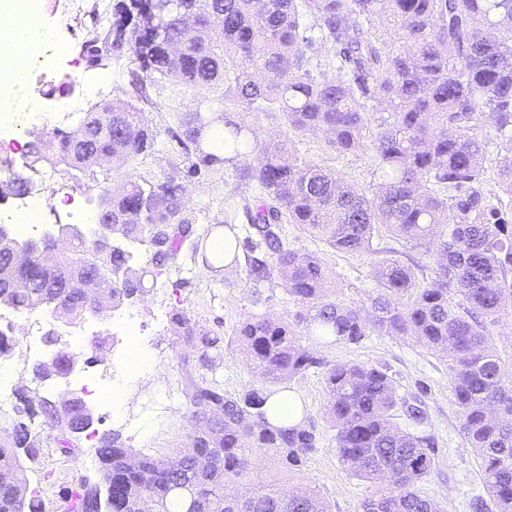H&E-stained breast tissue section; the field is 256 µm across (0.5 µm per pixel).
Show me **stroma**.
<instances>
[{"mask_svg":"<svg viewBox=\"0 0 512 512\" xmlns=\"http://www.w3.org/2000/svg\"><path fill=\"white\" fill-rule=\"evenodd\" d=\"M42 24L54 33L57 41L66 44L67 54L60 61L40 54L34 56L33 72L41 77V91L35 94L24 88L18 92L10 114L18 140L12 145H1L0 156L12 161L14 172L26 177L31 189L50 199L56 187L41 182L42 166L32 162L27 153L30 115L44 100L56 101L69 96L71 87L78 85L80 78L96 76L99 70L88 66L83 55V44L94 29L90 13L75 16L51 8L45 13ZM149 95V100L140 102L139 107L156 132L157 142L152 150L138 155L127 171L115 172L104 166L98 168L95 175L78 179L61 174V182L72 188L81 203L92 207L103 190L121 184L126 175H133L140 181L169 177L187 186L185 215L197 232H223L225 199H234L241 206H252L260 195L258 188L242 177L241 164L237 161L203 169L196 175L190 173L191 161L182 142L181 120L194 107L198 97L196 89L159 80L150 86ZM254 128L265 140L288 133L300 157L335 171L360 193L371 194L377 184L372 151L343 154L329 144L325 134L286 132L280 115L275 112L259 113ZM288 245L319 257L331 274L336 299L365 313L369 312L370 299L376 291L373 270L387 257L389 250H397L399 260L418 262L424 276L433 274L431 256L423 249L399 244L385 232L374 237L370 250L346 254L332 250L324 241L292 226L288 229ZM178 264V269L162 275L160 284L148 286L146 294L126 300L123 309L114 310L112 316L86 315L82 326L89 336L102 338L105 343L102 359H95L91 350H83L76 357L78 367L67 383L45 380V395L57 400L76 390L79 380L97 376L115 363L125 338L116 332L112 320L121 317L123 310L134 311L136 324L143 330L140 340L149 353L151 367L132 381V394L121 408L120 418L111 417L105 403L91 402L96 435L81 437L74 456H61L55 453L53 445L45 446L40 463L29 471L28 479L31 485L43 487L46 512H58L69 496L85 463L94 457L98 435L118 431L128 447L149 453H164L188 443L195 423L185 408L181 365L168 311L184 309L200 329L229 340L236 328L251 316L268 314L292 323L301 310L300 305L289 298L278 277L254 281L245 262L204 275L200 272L201 260L195 259L186 247L180 253ZM73 330V325L59 321L44 326L38 338L41 354L15 360L7 394H14L17 386L36 382L35 366L56 351V346L47 341L48 334L59 336L61 344L67 346L74 340ZM314 351L330 365L386 366L400 395L409 398L423 394L425 426L438 439V455L437 467L431 477L422 482L421 489L440 501L445 512H468L469 498L481 492L482 486L476 454L460 431L456 409L450 400L446 365L411 340L376 332L358 345H318ZM291 386L318 440L316 452L308 457L303 467V483L328 499L332 512H361L360 505L370 494L371 486L347 472L336 454L335 432L325 414L327 395L323 369L310 370L293 380ZM147 421L153 422L154 430L144 438L139 431Z\"/></svg>","mask_w":512,"mask_h":512,"instance_id":"35a3bbf8","label":"stroma"}]
</instances>
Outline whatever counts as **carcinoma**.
<instances>
[{
  "label": "carcinoma",
  "instance_id": "1",
  "mask_svg": "<svg viewBox=\"0 0 512 512\" xmlns=\"http://www.w3.org/2000/svg\"><path fill=\"white\" fill-rule=\"evenodd\" d=\"M148 0H116L109 30L84 52L110 66L130 52L138 70L130 86L148 99L147 80L163 77L209 90L224 86V110L201 100L184 115V136L198 152L191 168L225 163L206 150V130L224 121L233 160L266 198L246 213L240 237L238 208L224 206V228L247 251L249 274H277L299 321L319 343L360 344L369 331L414 341L446 361L452 404L461 431L481 461L488 498L473 497V512H512V372L492 342L490 327L512 304V221L502 199L482 189L486 142L474 130L490 122L505 151L503 193L512 199V0H181L160 34L147 37L136 18ZM400 33L392 47L375 23ZM334 51L328 73L316 46ZM387 116L374 119L370 104ZM278 112L297 132H323L337 151L370 148L377 187L359 193L339 174L299 157L286 134L269 138L257 155L239 151L255 130L251 117ZM233 118H227V115ZM82 138L68 135L29 142L36 159L54 160L86 175L111 160L122 171L151 149L156 133L135 104L114 99L81 118ZM187 188L173 179L128 177L112 194L116 233L146 245L153 271L171 268L186 242L198 248L184 217ZM296 224L340 253L368 249L378 229L425 247L434 276L419 278V264L393 256L375 267L372 318L333 299L321 260L289 248L283 223ZM63 263L55 270L14 269L0 247V305L47 310L73 321L109 297L116 308L141 288L132 256L120 246L112 256L84 241L61 239ZM78 279L94 292L67 288ZM184 364L207 359L204 371L186 372V407L206 431L174 453L146 455L125 446L122 435H102L94 467L66 498L64 512H131L148 496L155 512H331L311 487L286 493L281 483L301 472L317 450L306 422L271 423L267 399L324 362L281 318L261 314L240 324L235 343L255 373L244 392L229 395L208 376L224 356V337L198 329L182 309L169 312ZM325 414L335 431L336 454L352 475L370 483L362 512H442L419 484L435 470L436 436L423 428L421 396L407 400L384 366L335 364L325 372ZM63 401L16 395L0 445V512H45L27 471L39 463L48 427L68 433ZM411 427L404 428L400 420ZM395 476L394 486L386 485Z\"/></svg>",
  "mask_w": 512,
  "mask_h": 512
}]
</instances>
